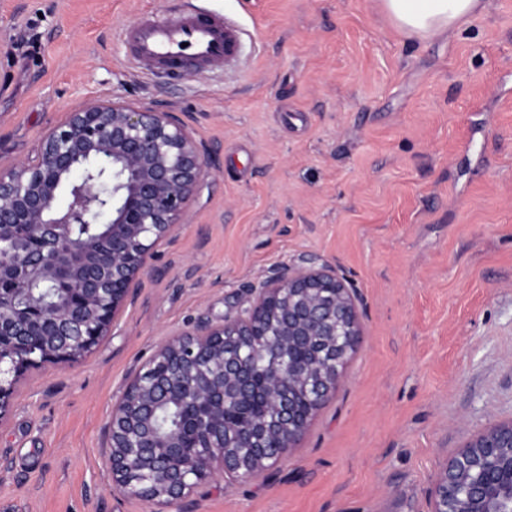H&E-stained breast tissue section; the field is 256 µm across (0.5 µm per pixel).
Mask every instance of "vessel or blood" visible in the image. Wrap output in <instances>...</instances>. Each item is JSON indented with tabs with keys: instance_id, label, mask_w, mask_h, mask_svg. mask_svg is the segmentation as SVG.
Returning <instances> with one entry per match:
<instances>
[{
	"instance_id": "1",
	"label": "vessel or blood",
	"mask_w": 512,
	"mask_h": 512,
	"mask_svg": "<svg viewBox=\"0 0 512 512\" xmlns=\"http://www.w3.org/2000/svg\"><path fill=\"white\" fill-rule=\"evenodd\" d=\"M246 37L238 23L196 5L175 20L140 19L124 32L136 64L169 78L191 67L209 72L234 62Z\"/></svg>"
}]
</instances>
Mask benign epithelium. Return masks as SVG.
Returning <instances> with one entry per match:
<instances>
[{"mask_svg": "<svg viewBox=\"0 0 512 512\" xmlns=\"http://www.w3.org/2000/svg\"><path fill=\"white\" fill-rule=\"evenodd\" d=\"M208 167L176 113L91 100L34 156L0 168V421L26 372L75 363L109 334ZM75 224L101 230L76 238ZM251 295L223 322L167 340L129 377L105 428L120 493L163 508L217 478L260 477L343 381L362 336L345 277L312 263L272 274ZM164 406L179 410L178 429L157 428ZM430 494L432 512H512V421L447 459Z\"/></svg>", "mask_w": 512, "mask_h": 512, "instance_id": "1", "label": "benign epithelium"}]
</instances>
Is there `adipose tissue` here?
Returning <instances> with one entry per match:
<instances>
[{
    "mask_svg": "<svg viewBox=\"0 0 512 512\" xmlns=\"http://www.w3.org/2000/svg\"><path fill=\"white\" fill-rule=\"evenodd\" d=\"M382 5L397 28L418 41L457 29L484 9L483 0H382Z\"/></svg>",
    "mask_w": 512,
    "mask_h": 512,
    "instance_id": "ef3b65f1",
    "label": "adipose tissue"
}]
</instances>
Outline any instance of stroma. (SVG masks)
<instances>
[{"label": "stroma", "mask_w": 512, "mask_h": 512, "mask_svg": "<svg viewBox=\"0 0 512 512\" xmlns=\"http://www.w3.org/2000/svg\"><path fill=\"white\" fill-rule=\"evenodd\" d=\"M204 4L251 38L233 67L167 80L123 30L183 0H0V165L112 98L178 113L211 154L111 333L21 378L0 512H151L113 488L103 447L129 374L310 261L357 296L344 383L277 466L165 512H430L444 459L512 421V0L424 42L381 0Z\"/></svg>", "instance_id": "35a3bbf8"}]
</instances>
